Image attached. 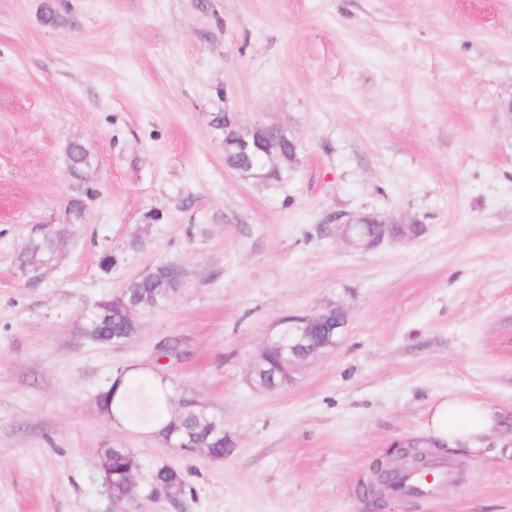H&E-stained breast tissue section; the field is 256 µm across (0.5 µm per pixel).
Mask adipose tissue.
<instances>
[{
  "mask_svg": "<svg viewBox=\"0 0 512 512\" xmlns=\"http://www.w3.org/2000/svg\"><path fill=\"white\" fill-rule=\"evenodd\" d=\"M499 425L500 413L491 405L451 396L428 408L424 428L437 451L458 454L480 451Z\"/></svg>",
  "mask_w": 512,
  "mask_h": 512,
  "instance_id": "adipose-tissue-1",
  "label": "adipose tissue"
}]
</instances>
